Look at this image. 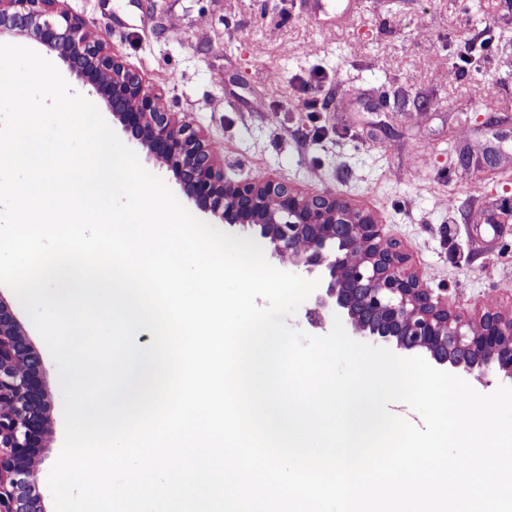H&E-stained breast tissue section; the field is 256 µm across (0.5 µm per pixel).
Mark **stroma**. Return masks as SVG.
<instances>
[{
    "instance_id": "obj_1",
    "label": "stroma",
    "mask_w": 512,
    "mask_h": 512,
    "mask_svg": "<svg viewBox=\"0 0 512 512\" xmlns=\"http://www.w3.org/2000/svg\"><path fill=\"white\" fill-rule=\"evenodd\" d=\"M66 0L235 180L270 174L368 210L448 302L512 312V0ZM262 110H254L255 100ZM0 299L43 361L48 434L29 481L54 512L64 442L58 367L13 291Z\"/></svg>"
}]
</instances>
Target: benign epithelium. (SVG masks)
I'll use <instances>...</instances> for the list:
<instances>
[{
  "label": "benign epithelium",
  "mask_w": 512,
  "mask_h": 512,
  "mask_svg": "<svg viewBox=\"0 0 512 512\" xmlns=\"http://www.w3.org/2000/svg\"><path fill=\"white\" fill-rule=\"evenodd\" d=\"M65 0H0V35H29L91 86L122 130L171 173L181 193L224 224L267 241L273 258L321 282L310 320L340 312L352 335L419 352L466 373L512 383V315L488 301L472 317L429 287L371 212L334 191L304 193L269 175L232 180L204 134L169 111L162 94L128 67L107 36ZM42 358L0 301V512L33 508L26 470L43 446Z\"/></svg>",
  "instance_id": "7a95c632"
}]
</instances>
